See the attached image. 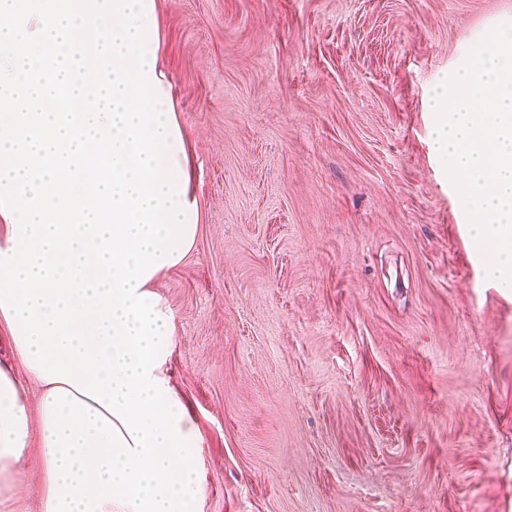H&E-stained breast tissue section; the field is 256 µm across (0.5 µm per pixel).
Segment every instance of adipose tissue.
<instances>
[{"label": "adipose tissue", "instance_id": "adipose-tissue-1", "mask_svg": "<svg viewBox=\"0 0 512 512\" xmlns=\"http://www.w3.org/2000/svg\"><path fill=\"white\" fill-rule=\"evenodd\" d=\"M33 428L19 381L0 366V480L14 486L24 477L23 463Z\"/></svg>", "mask_w": 512, "mask_h": 512}]
</instances>
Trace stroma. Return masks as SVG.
Returning <instances> with one entry per match:
<instances>
[{
	"mask_svg": "<svg viewBox=\"0 0 512 512\" xmlns=\"http://www.w3.org/2000/svg\"><path fill=\"white\" fill-rule=\"evenodd\" d=\"M512 0H158L200 229L155 291L201 512H512V292L432 89ZM42 465L0 494L40 512Z\"/></svg>",
	"mask_w": 512,
	"mask_h": 512,
	"instance_id": "obj_1",
	"label": "stroma"
}]
</instances>
